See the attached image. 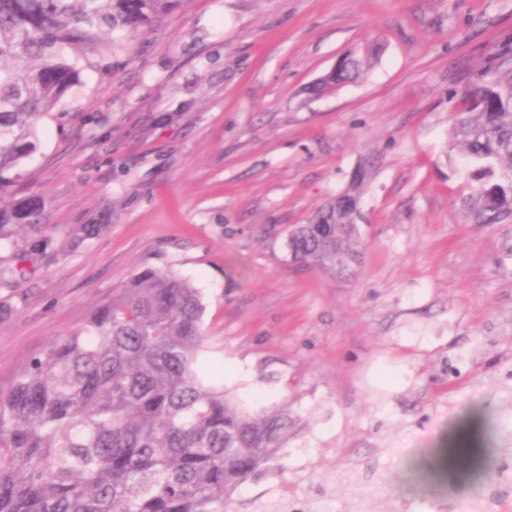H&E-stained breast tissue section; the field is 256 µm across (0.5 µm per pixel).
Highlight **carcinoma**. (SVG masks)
I'll return each instance as SVG.
<instances>
[{"mask_svg": "<svg viewBox=\"0 0 512 512\" xmlns=\"http://www.w3.org/2000/svg\"><path fill=\"white\" fill-rule=\"evenodd\" d=\"M177 0H0V187L38 147L37 125L80 83L88 55L116 33L157 25ZM376 51L349 54L307 89L320 97L363 75ZM449 150L463 158L464 198L477 224L512 219V64L460 90ZM361 167L336 198L300 224L294 257L352 271L361 245L349 204L372 174ZM106 225L73 228L76 243ZM23 230L48 245L45 206L0 204V242ZM199 291L145 269L75 332L54 340L0 391V512H230V497L279 460L294 421L281 408L251 415L196 369L206 336ZM489 490L512 492V448H499Z\"/></svg>", "mask_w": 512, "mask_h": 512, "instance_id": "1", "label": "carcinoma"}]
</instances>
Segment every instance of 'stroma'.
<instances>
[{
  "instance_id": "obj_1",
  "label": "stroma",
  "mask_w": 512,
  "mask_h": 512,
  "mask_svg": "<svg viewBox=\"0 0 512 512\" xmlns=\"http://www.w3.org/2000/svg\"><path fill=\"white\" fill-rule=\"evenodd\" d=\"M114 40L0 191L41 197L53 227L44 254L22 236L0 247L29 254L0 290V389L134 274L170 270L205 306L204 372L247 412L284 403L295 421L234 512L320 486L350 512L351 472L378 512H448L474 475L411 489L405 461L477 406L497 423L484 468L512 445V224L471 223L442 157L461 88L512 49V0H180ZM370 46L356 82L305 94ZM368 157L354 275L292 261L289 228Z\"/></svg>"
}]
</instances>
